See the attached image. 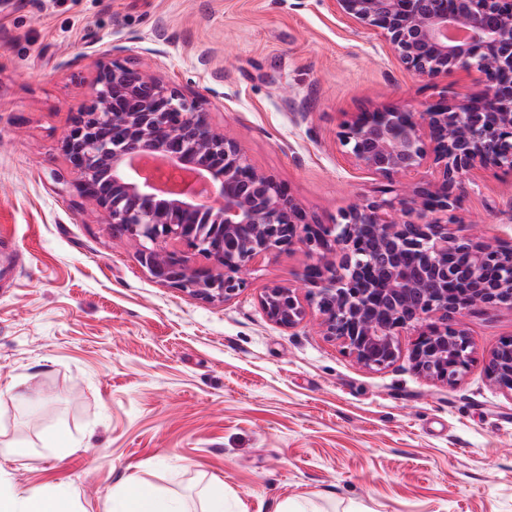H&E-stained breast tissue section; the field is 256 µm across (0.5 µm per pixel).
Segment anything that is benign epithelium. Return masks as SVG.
<instances>
[{
  "instance_id": "obj_1",
  "label": "benign epithelium",
  "mask_w": 512,
  "mask_h": 512,
  "mask_svg": "<svg viewBox=\"0 0 512 512\" xmlns=\"http://www.w3.org/2000/svg\"><path fill=\"white\" fill-rule=\"evenodd\" d=\"M334 5L406 70L429 81L475 72L485 86L480 97L439 95L418 112L391 106L341 123L352 163L376 179L407 180L405 195L313 224L234 138L210 126L201 103L110 49L96 60L91 103L70 113L59 150L77 175L75 193L122 230L156 282L225 303L248 287L254 264L303 244L316 260L300 285L262 288L270 322L291 329L315 309L324 335L371 371L396 362L398 336L412 332L414 369L453 386L476 362L462 318L512 312V248L477 241L448 217L464 173L512 170V0H457L453 10L447 0ZM159 127L169 139H155ZM196 254L206 263H194ZM485 370L512 394V336Z\"/></svg>"
}]
</instances>
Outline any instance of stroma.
Listing matches in <instances>:
<instances>
[{"instance_id": "obj_1", "label": "stroma", "mask_w": 512, "mask_h": 512, "mask_svg": "<svg viewBox=\"0 0 512 512\" xmlns=\"http://www.w3.org/2000/svg\"><path fill=\"white\" fill-rule=\"evenodd\" d=\"M111 46L201 96L317 224L403 192L346 156L347 115L485 91L474 73L406 71L332 0H0V481L66 490L77 512H110L131 483L202 512L217 479L224 512H512V395L484 370L512 312L464 318L476 361L446 386L413 368V334L369 371L317 317L272 324L260 290L297 284L305 245L256 263L225 303L155 282L71 191L58 149ZM457 197L480 240L512 246V171L474 168Z\"/></svg>"}]
</instances>
